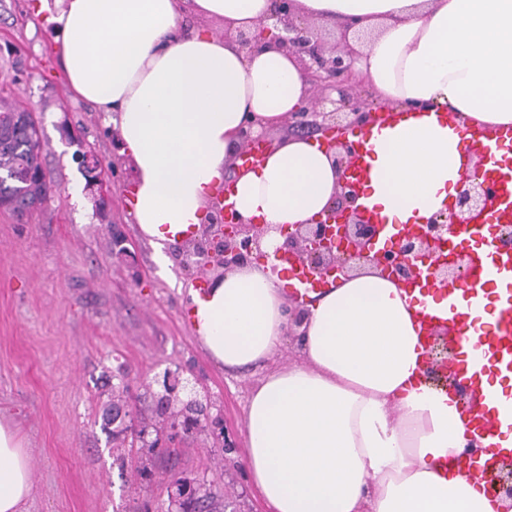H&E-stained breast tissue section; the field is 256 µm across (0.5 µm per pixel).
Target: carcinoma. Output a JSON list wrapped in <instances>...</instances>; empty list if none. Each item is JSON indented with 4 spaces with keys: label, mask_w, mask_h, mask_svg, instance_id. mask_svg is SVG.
Segmentation results:
<instances>
[{
    "label": "carcinoma",
    "mask_w": 512,
    "mask_h": 512,
    "mask_svg": "<svg viewBox=\"0 0 512 512\" xmlns=\"http://www.w3.org/2000/svg\"><path fill=\"white\" fill-rule=\"evenodd\" d=\"M41 126L30 120L29 111L0 100V170L10 179L0 181V201L12 204L17 214L31 213L48 200L51 185L47 177L31 174L41 150ZM184 512H219L215 496L208 493L184 505Z\"/></svg>",
    "instance_id": "1"
}]
</instances>
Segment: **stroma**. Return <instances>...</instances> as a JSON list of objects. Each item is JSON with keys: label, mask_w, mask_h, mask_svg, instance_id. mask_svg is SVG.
<instances>
[{"label": "stroma", "mask_w": 512, "mask_h": 512, "mask_svg": "<svg viewBox=\"0 0 512 512\" xmlns=\"http://www.w3.org/2000/svg\"><path fill=\"white\" fill-rule=\"evenodd\" d=\"M37 0H0V98L35 112L42 162L54 183L42 210L24 219L0 210V414L13 418L31 459L27 512H178L175 480L221 496L226 512H266L246 470L244 409L266 370L218 367L184 325V269L176 247L153 260L130 213L132 168L102 115L67 94ZM69 124L108 166L106 220L94 216L85 180L60 127ZM120 230L127 253L112 249ZM191 380L218 430L178 437L142 463L118 450L103 417L114 397L156 416L165 372ZM149 476H141L140 465Z\"/></svg>", "instance_id": "stroma-1"}]
</instances>
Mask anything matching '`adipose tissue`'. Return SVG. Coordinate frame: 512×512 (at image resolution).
<instances>
[{
  "label": "adipose tissue",
  "instance_id": "adipose-tissue-1",
  "mask_svg": "<svg viewBox=\"0 0 512 512\" xmlns=\"http://www.w3.org/2000/svg\"><path fill=\"white\" fill-rule=\"evenodd\" d=\"M271 0H39L36 13L75 98L97 106L134 172L133 217L159 248L198 237L217 189L232 182L244 219L308 224L337 190L328 147L292 136L252 169L229 172L238 131L273 130L307 106L298 59L246 52L187 29L186 16L256 30ZM298 17L354 21L353 67L383 109L368 123V193L390 224L443 210L471 133L512 125V0H296ZM287 277L269 264L226 271L188 291L197 338L225 368L272 361L288 336ZM409 295L372 267L312 294L301 363L252 389L246 466L268 512H512L456 465L492 451L471 443L458 393L423 379L427 340ZM28 454L0 418V512L32 495Z\"/></svg>",
  "mask_w": 512,
  "mask_h": 512
}]
</instances>
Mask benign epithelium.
I'll return each instance as SVG.
<instances>
[{
	"label": "benign epithelium",
	"instance_id": "1",
	"mask_svg": "<svg viewBox=\"0 0 512 512\" xmlns=\"http://www.w3.org/2000/svg\"><path fill=\"white\" fill-rule=\"evenodd\" d=\"M270 18L275 20L273 44L295 55L312 84L310 106L291 114L288 125L303 130H317L323 135L342 134L348 128L364 126L369 113L368 104L348 94L353 85L352 50L347 35H342L341 46L328 49L313 29L296 23L294 0H273ZM338 98H331V93ZM333 109L325 111L326 104ZM69 143L76 146L75 160L85 178V193L95 209L105 216L111 198V186L105 166L98 154L77 134L62 129ZM354 160L351 146L335 145L332 162L340 172L339 191L326 209L325 218L314 224H296L285 230L269 224H252L232 207L211 205L210 221L204 225L195 240L198 253L181 256L189 270H227L245 265L264 256L261 245L271 231L285 236L276 257L284 258L305 270L310 280L327 282L330 274L348 276L365 265H371L398 281L415 280L426 275L439 283L463 282L468 276L467 257L459 251L446 260L435 259L438 247L448 241L456 226L467 223L471 214L485 210L492 199L491 187L482 176L483 163L473 173L463 176L456 187L455 204L449 212L433 216L425 224H417L410 233L401 235L393 248L378 250L375 240L384 226L369 224L361 210L354 207L356 186L349 181ZM306 309L297 301L288 304V327L303 324ZM451 328L439 327L433 331L428 368L448 361L452 353ZM112 424L128 434L133 447L147 443L145 434L137 428L136 414L131 404L112 408ZM494 495L512 500V462L504 463L492 476Z\"/></svg>",
	"mask_w": 512,
	"mask_h": 512
}]
</instances>
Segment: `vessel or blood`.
Segmentation results:
<instances>
[{"mask_svg": "<svg viewBox=\"0 0 512 512\" xmlns=\"http://www.w3.org/2000/svg\"><path fill=\"white\" fill-rule=\"evenodd\" d=\"M495 145L473 135L465 145L467 155L488 156L485 177L500 192L495 212L477 215L463 232L484 235L488 225L512 221V127L495 132ZM420 293L433 296L447 310L456 350L449 372L457 384L470 392L467 425L474 440L493 441L512 434V391H487L489 378L512 381V250L485 242L471 259L469 276L462 283L421 284ZM489 298L492 319L476 324L462 307L478 297Z\"/></svg>", "mask_w": 512, "mask_h": 512, "instance_id": "1", "label": "vessel or blood"}]
</instances>
